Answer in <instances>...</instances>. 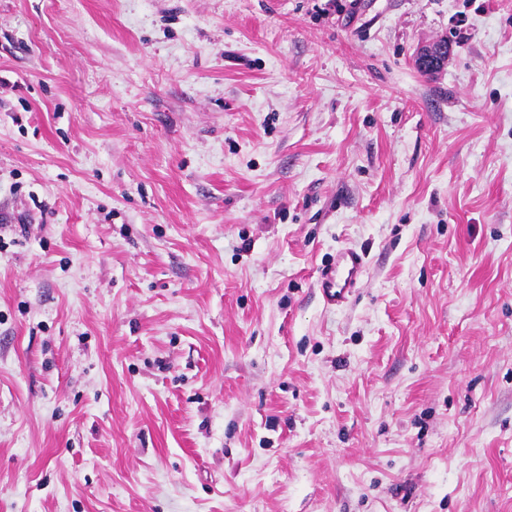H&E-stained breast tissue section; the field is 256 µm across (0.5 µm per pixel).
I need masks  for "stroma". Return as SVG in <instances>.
Returning a JSON list of instances; mask_svg holds the SVG:
<instances>
[{
  "instance_id": "stroma-1",
  "label": "stroma",
  "mask_w": 512,
  "mask_h": 512,
  "mask_svg": "<svg viewBox=\"0 0 512 512\" xmlns=\"http://www.w3.org/2000/svg\"><path fill=\"white\" fill-rule=\"evenodd\" d=\"M0 512H512V0H0ZM453 51V42L448 37L422 46L417 54V66L423 72H434L442 69L448 62V57ZM365 256L355 249H342L336 260L322 270L320 291L329 305L344 304L365 268Z\"/></svg>"
}]
</instances>
